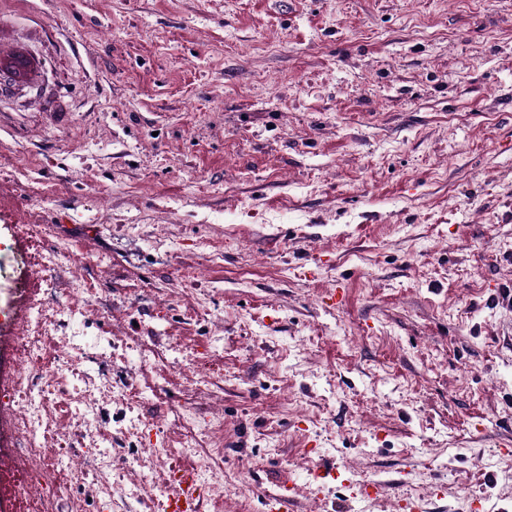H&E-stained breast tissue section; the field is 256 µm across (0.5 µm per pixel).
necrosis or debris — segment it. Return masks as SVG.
I'll use <instances>...</instances> for the list:
<instances>
[{"label":"necrosis or debris","instance_id":"4bbe7bcc","mask_svg":"<svg viewBox=\"0 0 512 512\" xmlns=\"http://www.w3.org/2000/svg\"><path fill=\"white\" fill-rule=\"evenodd\" d=\"M62 242L53 240L45 225L32 226L29 232L28 261L43 278V285L28 296L29 316L13 338L14 360L17 368L12 404L15 415L13 430L16 456L22 466L18 469L16 486L25 512H46L45 501L34 495V488L56 487L59 478L83 481L93 477L92 497L112 490V439L93 427L88 417L95 409L90 396L78 386L69 384L76 365L85 363L98 367V373L111 378L112 366L101 354L84 352L77 358L59 357L47 360L39 352L44 338L48 313L64 314L60 296L79 301L88 280L85 271H73L64 262ZM68 396L78 413L79 425L75 431L61 432L48 414L59 396ZM67 441L68 453L50 456L46 443L54 436Z\"/></svg>","mask_w":512,"mask_h":512}]
</instances>
